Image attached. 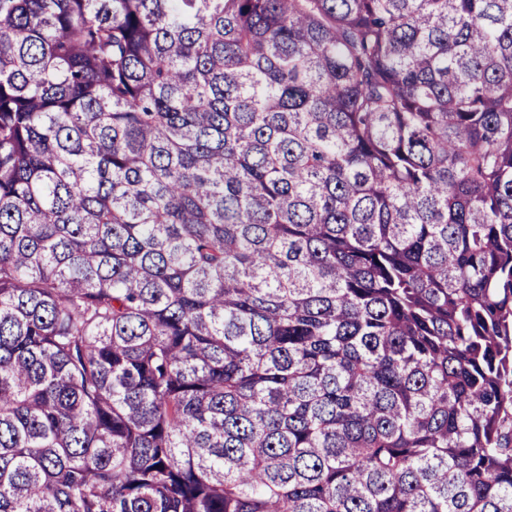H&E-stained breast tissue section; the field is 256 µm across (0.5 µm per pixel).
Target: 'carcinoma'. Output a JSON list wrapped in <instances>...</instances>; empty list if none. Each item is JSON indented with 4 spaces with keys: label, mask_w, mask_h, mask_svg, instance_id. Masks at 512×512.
Here are the masks:
<instances>
[{
    "label": "carcinoma",
    "mask_w": 512,
    "mask_h": 512,
    "mask_svg": "<svg viewBox=\"0 0 512 512\" xmlns=\"http://www.w3.org/2000/svg\"><path fill=\"white\" fill-rule=\"evenodd\" d=\"M0 512H512V0H0Z\"/></svg>",
    "instance_id": "cac0c4a2"
}]
</instances>
